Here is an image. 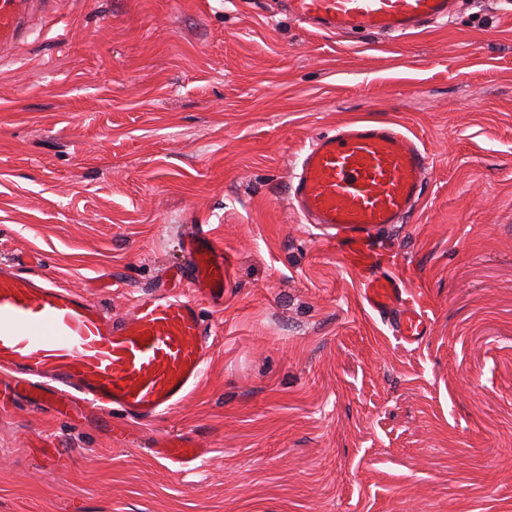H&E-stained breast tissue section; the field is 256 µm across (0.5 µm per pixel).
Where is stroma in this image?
Listing matches in <instances>:
<instances>
[{"label":"stroma","mask_w":512,"mask_h":512,"mask_svg":"<svg viewBox=\"0 0 512 512\" xmlns=\"http://www.w3.org/2000/svg\"><path fill=\"white\" fill-rule=\"evenodd\" d=\"M425 32H316L281 0H60L0 64V264L111 316L208 224L231 257L204 375L119 441L0 403V512H512V7ZM431 165L379 233L430 318L412 345L288 206L299 155L353 119ZM189 433L172 472L147 445ZM152 453L164 462V466L175 472H188L198 468L208 455L189 435H164L153 440Z\"/></svg>","instance_id":"1"}]
</instances>
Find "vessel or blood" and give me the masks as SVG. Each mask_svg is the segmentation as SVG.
<instances>
[{
	"mask_svg": "<svg viewBox=\"0 0 512 512\" xmlns=\"http://www.w3.org/2000/svg\"><path fill=\"white\" fill-rule=\"evenodd\" d=\"M57 0H0V60ZM454 0H284L289 16L333 34L405 36L444 22ZM429 174L419 138L398 124L350 121L314 138L298 159L289 205L327 232L344 266L362 272L360 296L394 334L413 344L428 322L399 272L396 254L375 238L402 223ZM177 270L189 295L167 285L134 297L112 318L77 291L0 266V392L20 391L56 412L154 421L178 406L204 374L210 345L201 302L224 304V244L207 224L183 225ZM166 468L188 472L208 451L188 435L154 439Z\"/></svg>",
	"mask_w": 512,
	"mask_h": 512,
	"instance_id": "1",
	"label": "vessel or blood"
}]
</instances>
